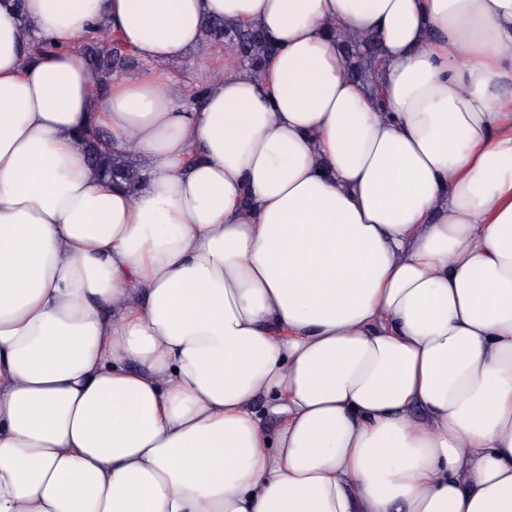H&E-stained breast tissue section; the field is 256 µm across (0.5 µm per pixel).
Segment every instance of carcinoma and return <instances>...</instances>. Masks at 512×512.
Here are the masks:
<instances>
[{
    "label": "carcinoma",
    "instance_id": "cac0c4a2",
    "mask_svg": "<svg viewBox=\"0 0 512 512\" xmlns=\"http://www.w3.org/2000/svg\"><path fill=\"white\" fill-rule=\"evenodd\" d=\"M206 42L217 47L222 45L238 57L242 64L258 73L267 59L275 52V46L258 27L232 26L221 19L207 20L203 25ZM347 58L352 78L366 84L371 72L377 67L381 55L379 45L369 36H349L339 44ZM86 55L96 80L103 84L113 72L135 64L134 53L118 38L92 33L79 45ZM85 149L95 172L114 181H121L129 188H138L143 180L142 168L129 153H116L107 144V136L95 129L82 136Z\"/></svg>",
    "mask_w": 512,
    "mask_h": 512
}]
</instances>
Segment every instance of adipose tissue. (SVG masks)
<instances>
[{
  "label": "adipose tissue",
  "instance_id": "1",
  "mask_svg": "<svg viewBox=\"0 0 512 512\" xmlns=\"http://www.w3.org/2000/svg\"><path fill=\"white\" fill-rule=\"evenodd\" d=\"M0 512H512V0H0ZM203 32L209 45L228 48L255 73L260 72L262 65L275 52V46L258 27L232 26L224 20L214 19L204 22ZM79 48L86 55L96 80L103 85L113 72L128 69L135 64L134 53L117 37L110 40L97 32L84 37ZM339 47L347 58L352 78L367 84L381 55L379 45L369 36H349ZM207 57L190 52L181 60L168 65L166 75L173 81L187 87L204 84L219 67L224 58V49L210 48ZM108 137L95 129L82 136V147L85 149L93 170L104 174L112 181H121L130 189L138 188L143 180L142 166L144 158H138L137 163L129 153H116L107 144Z\"/></svg>",
  "mask_w": 512,
  "mask_h": 512
}]
</instances>
